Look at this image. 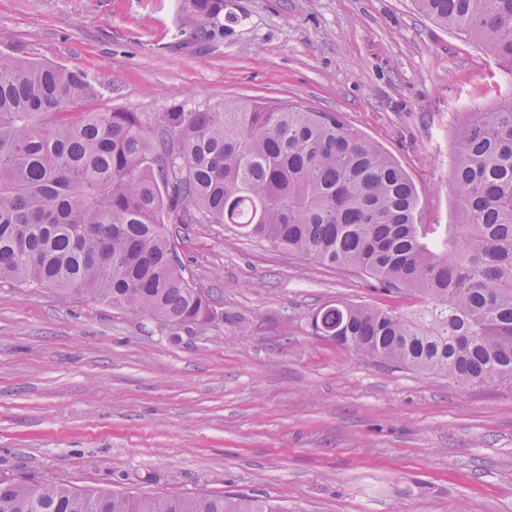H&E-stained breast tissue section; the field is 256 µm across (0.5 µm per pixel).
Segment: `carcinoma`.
Listing matches in <instances>:
<instances>
[{
    "mask_svg": "<svg viewBox=\"0 0 512 512\" xmlns=\"http://www.w3.org/2000/svg\"><path fill=\"white\" fill-rule=\"evenodd\" d=\"M512 78V0H414ZM209 37L224 0H189ZM96 87L0 55V282L88 294L162 326L214 320L169 224L239 234L364 276L426 309H320V336L462 387L512 381V93L451 143L456 220L426 224L417 187L338 113L226 100L221 110L76 111ZM0 512H283L247 497L135 496L0 478Z\"/></svg>",
    "mask_w": 512,
    "mask_h": 512,
    "instance_id": "cac0c4a2",
    "label": "carcinoma"
}]
</instances>
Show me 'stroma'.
<instances>
[{"label": "stroma", "instance_id": "obj_1", "mask_svg": "<svg viewBox=\"0 0 512 512\" xmlns=\"http://www.w3.org/2000/svg\"><path fill=\"white\" fill-rule=\"evenodd\" d=\"M0 0V54L82 72L90 109L225 100L341 113L449 223L450 146L512 78L413 0ZM216 319L178 332L87 295L0 283V477L130 495L250 496L288 512H512V383L458 386L317 336L324 305L411 294L224 224L170 227ZM188 4L200 22L198 35L210 37L215 30L212 25L215 27L221 14L224 15V0H191Z\"/></svg>", "mask_w": 512, "mask_h": 512}]
</instances>
